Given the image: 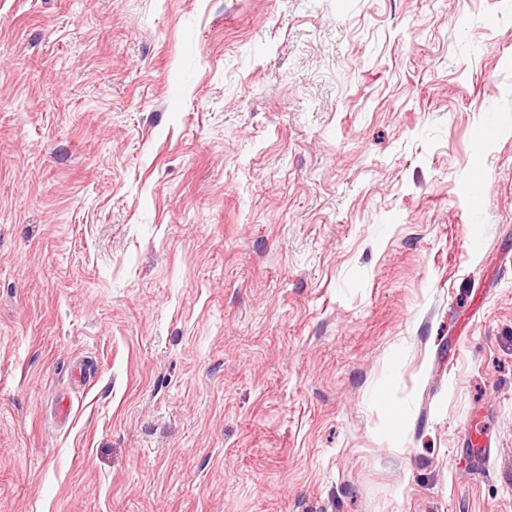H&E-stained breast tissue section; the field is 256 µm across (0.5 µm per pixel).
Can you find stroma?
<instances>
[{"instance_id": "1", "label": "stroma", "mask_w": 512, "mask_h": 512, "mask_svg": "<svg viewBox=\"0 0 512 512\" xmlns=\"http://www.w3.org/2000/svg\"><path fill=\"white\" fill-rule=\"evenodd\" d=\"M0 512H512V0H0Z\"/></svg>"}]
</instances>
